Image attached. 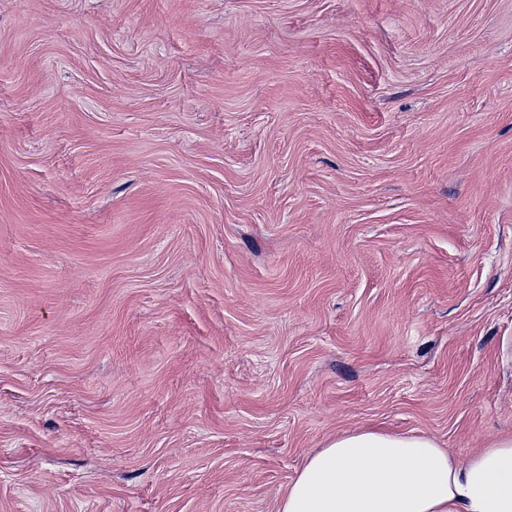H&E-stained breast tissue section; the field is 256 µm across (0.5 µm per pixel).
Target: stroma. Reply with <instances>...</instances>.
<instances>
[{
  "instance_id": "35a3bbf8",
  "label": "stroma",
  "mask_w": 512,
  "mask_h": 512,
  "mask_svg": "<svg viewBox=\"0 0 512 512\" xmlns=\"http://www.w3.org/2000/svg\"><path fill=\"white\" fill-rule=\"evenodd\" d=\"M360 428L512 435V0H0V512Z\"/></svg>"
}]
</instances>
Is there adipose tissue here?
<instances>
[{"instance_id":"ef3b65f1","label":"adipose tissue","mask_w":512,"mask_h":512,"mask_svg":"<svg viewBox=\"0 0 512 512\" xmlns=\"http://www.w3.org/2000/svg\"><path fill=\"white\" fill-rule=\"evenodd\" d=\"M279 512H512V435L462 457L424 434L350 431L308 457Z\"/></svg>"}]
</instances>
